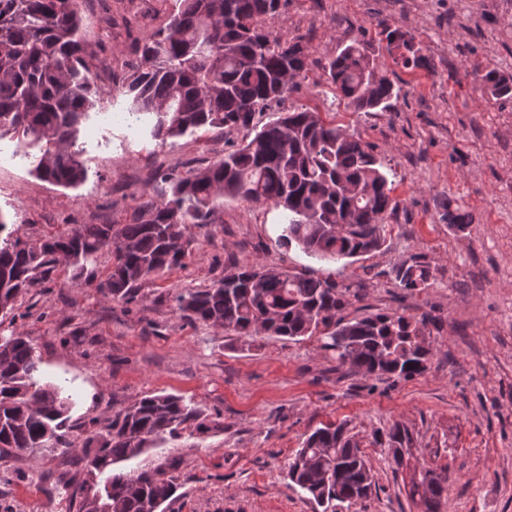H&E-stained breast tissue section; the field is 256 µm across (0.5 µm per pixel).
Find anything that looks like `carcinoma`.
<instances>
[{
    "label": "carcinoma",
    "instance_id": "carcinoma-1",
    "mask_svg": "<svg viewBox=\"0 0 512 512\" xmlns=\"http://www.w3.org/2000/svg\"><path fill=\"white\" fill-rule=\"evenodd\" d=\"M169 22L137 46L140 62L129 68L124 88L130 110L152 119L151 136L165 144L200 129L246 131L224 156L186 176L164 172V198L132 224H82L33 248L19 237L0 238V315L12 313L17 298L46 278L56 255H69L83 269L112 253L102 285L117 302H134L142 286L186 266L192 254L190 228L213 223L224 197L266 202L282 213L279 239L320 260L362 258L385 244V219L399 203L374 147L355 131L292 108L264 124L256 117L281 103L308 65L300 38L273 35L264 25L282 0H180ZM78 0H0V141L23 138L37 150L32 173L70 188L85 179L77 148L82 123L98 102L101 87L90 67ZM386 50L401 49L394 62L419 67L425 61L413 38L381 25ZM336 99L358 112L391 107L400 89L367 43H343L324 66ZM483 87L496 98L512 96V76L488 70ZM440 219L462 228L473 223L449 197ZM398 286H428L430 267L411 257L393 269ZM350 287L291 273L274 265H230L208 288L176 297L185 317L250 338L259 333L295 340L318 332L323 348L340 366L369 375L406 378L427 368L430 319L378 312L346 319ZM75 393L43 383L32 339L22 333L0 337V462L44 453L65 455L82 445L86 478L76 488L59 479L78 512H159L176 490L160 469L114 471L158 440L182 432L205 433L207 415L172 394L143 397L98 430L74 433ZM412 438L399 423L376 430L372 443L387 445L395 464ZM288 479L322 512L336 503L352 507L375 487L369 460L346 424L315 429L288 463ZM448 492L445 471L425 468L412 495L426 512H438Z\"/></svg>",
    "mask_w": 512,
    "mask_h": 512
}]
</instances>
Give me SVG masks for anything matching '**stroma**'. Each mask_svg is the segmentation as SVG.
<instances>
[{
    "mask_svg": "<svg viewBox=\"0 0 512 512\" xmlns=\"http://www.w3.org/2000/svg\"><path fill=\"white\" fill-rule=\"evenodd\" d=\"M84 37L103 95L78 142L87 175L65 189L32 173L33 149L6 140L0 154V215L24 239L81 224H128L159 201L160 173L182 175L223 154L240 133L199 130L159 144L145 124L116 125L122 86L139 61L138 41L165 26L177 0H79ZM412 37L423 67L394 64L398 99L385 112H356L336 100L324 65L361 35L377 44L380 23ZM267 28L310 47L306 72L281 110L335 113L371 143L387 168L398 209L381 250L350 262L280 245L273 205L224 199L215 223L192 227V255L122 304L99 285L105 253L78 271L57 265L27 290L0 336H30L46 376L78 389L73 421H106L136 400L174 394L199 406L206 433L165 439L123 470L162 468L178 489L165 512H321L287 477L288 462L317 427L347 424L370 460L376 488L349 512H424L410 494L420 470L448 471L439 512H512V98H493L473 80L489 69L512 74V0H287ZM450 197L474 217L464 229L439 218ZM412 256L432 272L407 291L392 269ZM271 264L358 286L347 317L399 312L438 318L426 370L410 378L338 366L321 335L257 336L251 347L222 329L182 316L179 293L210 286L230 264ZM408 427L412 442L395 464L373 445L374 430ZM83 478L79 454L20 460L0 470V512H77L58 478Z\"/></svg>",
    "mask_w": 512,
    "mask_h": 512,
    "instance_id": "stroma-1",
    "label": "stroma"
}]
</instances>
